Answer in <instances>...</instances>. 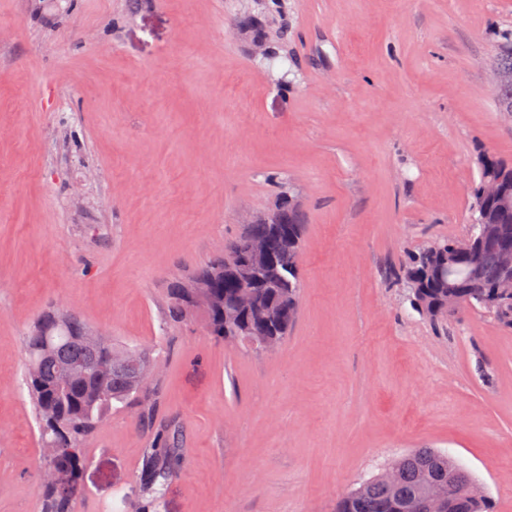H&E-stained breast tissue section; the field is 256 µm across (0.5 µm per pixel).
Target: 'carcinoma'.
I'll return each instance as SVG.
<instances>
[{"mask_svg":"<svg viewBox=\"0 0 512 512\" xmlns=\"http://www.w3.org/2000/svg\"><path fill=\"white\" fill-rule=\"evenodd\" d=\"M501 39L495 71L512 73V32L503 33ZM492 178H499L507 185L508 204L482 196L484 182ZM484 210L495 216L512 243V165L488 159L481 161L480 180L472 192L474 224L483 223ZM303 227L302 212L290 200L269 221L246 225L243 235L227 246L226 254L199 268L192 279H207L215 271L233 264L235 248L247 236L272 240L275 255L288 250L291 264L283 273L288 302L269 326L257 318L273 296L258 293L250 322L253 335L261 336L272 327L284 339L299 310ZM448 250V240L441 239L435 246L422 250L403 269L404 285L411 281L416 284L407 290L413 308L430 321L445 324L452 316L450 308L468 307L488 315L498 326L512 330V305L502 309L492 306L485 293L470 287L474 273L487 287L497 281L496 246L480 244L473 254H464L452 262L445 258ZM237 291L230 278L216 282L209 289L212 303L203 320L213 335L224 337V299ZM184 292V282L171 285L170 308L176 319L184 318L190 307ZM141 357L151 359L153 355L145 348L119 345L108 335H88L83 320L67 310L44 314L27 336L26 381L40 424V439L53 441L60 448L59 455L47 461V465L58 470L59 480L45 484L44 512H74L82 495L77 467L85 458L84 440L104 422L112 406L146 394L154 379V375L147 374L140 384H134L138 371L132 361ZM69 366L77 370L64 381L62 370ZM181 462V449L175 440L164 448L145 449L141 477L155 499H160L166 482L178 474ZM388 467L395 471V481L387 483L377 475L372 476L341 497L336 512H402L406 501L426 500L439 490L449 492L442 512H493L490 497L483 490L471 493L470 487L477 481L447 454L417 449L394 459Z\"/></svg>","mask_w":512,"mask_h":512,"instance_id":"cac0c4a2","label":"carcinoma"}]
</instances>
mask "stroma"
<instances>
[{"label": "stroma", "instance_id": "35a3bbf8", "mask_svg": "<svg viewBox=\"0 0 512 512\" xmlns=\"http://www.w3.org/2000/svg\"><path fill=\"white\" fill-rule=\"evenodd\" d=\"M269 17L284 77L255 51ZM510 29L512 0H0V512L43 509L24 342L53 306L159 361L86 439L76 512H336L416 448L512 512V330L435 328L400 279L468 233L481 159L512 164ZM283 181L305 231L279 352L170 322L171 282ZM167 434L157 502L142 456ZM182 462L179 442L175 437L164 448H145L142 458L141 477L147 489L159 501L166 482L177 476Z\"/></svg>", "mask_w": 512, "mask_h": 512}]
</instances>
